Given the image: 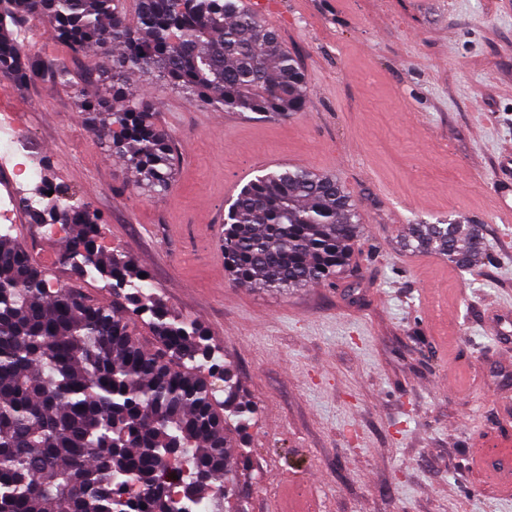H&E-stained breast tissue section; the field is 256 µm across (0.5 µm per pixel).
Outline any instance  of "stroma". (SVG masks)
<instances>
[{"instance_id": "35a3bbf8", "label": "stroma", "mask_w": 512, "mask_h": 512, "mask_svg": "<svg viewBox=\"0 0 512 512\" xmlns=\"http://www.w3.org/2000/svg\"><path fill=\"white\" fill-rule=\"evenodd\" d=\"M264 17L306 77L303 112L277 120L189 103L135 74L178 155L157 197L52 78L15 88L34 101L21 142L44 176L91 204L102 246L151 277L156 297L201 325L252 411L228 430L247 459L227 512H279L284 490L313 512H512L472 465L475 443L512 439V350L486 321L512 309V222L496 212L498 164L512 155V0H280ZM112 100L90 49L26 46ZM344 183L364 227L345 275L281 294L224 269V213L243 185L285 167ZM478 225L486 257L461 271L407 251L410 225ZM10 235L54 256L58 284L108 302L101 279L60 262L67 237L24 215Z\"/></svg>"}]
</instances>
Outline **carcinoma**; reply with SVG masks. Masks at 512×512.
Listing matches in <instances>:
<instances>
[{
  "label": "carcinoma",
  "instance_id": "cac0c4a2",
  "mask_svg": "<svg viewBox=\"0 0 512 512\" xmlns=\"http://www.w3.org/2000/svg\"><path fill=\"white\" fill-rule=\"evenodd\" d=\"M8 16L38 19L73 53L112 54V94L127 78L154 76L189 102L217 111L290 119L306 80L278 34L240 0H8ZM49 71L0 21V74L26 85ZM52 76L80 111L103 116L99 136L156 196L169 190L176 154L152 108L130 96L120 109L86 96L65 71ZM68 227L66 262L96 272L127 305L56 286L12 238L0 235V512H223V486L243 466L208 378L231 382L203 330L169 312L129 260L99 245L102 219L82 200L49 203L40 221ZM362 233L344 185L302 167L247 183L224 215V265L239 283L277 291L342 272ZM403 246L467 267L484 252L475 224L411 225ZM150 316L160 344L133 335ZM178 476L181 500L173 498ZM224 485H218V481Z\"/></svg>",
  "mask_w": 512,
  "mask_h": 512
}]
</instances>
